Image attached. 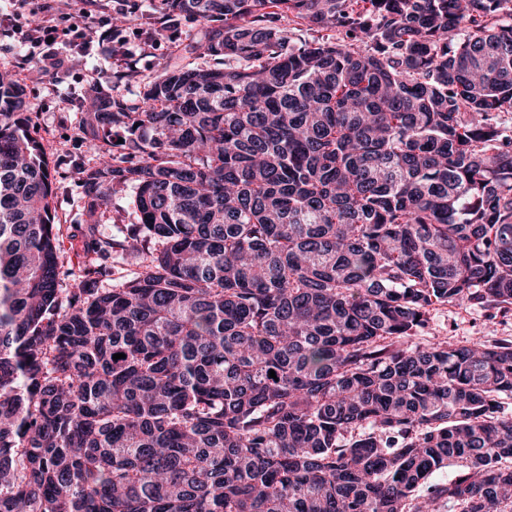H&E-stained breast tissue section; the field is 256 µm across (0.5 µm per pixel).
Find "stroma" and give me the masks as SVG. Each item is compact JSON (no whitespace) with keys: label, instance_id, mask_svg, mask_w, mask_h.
<instances>
[{"label":"stroma","instance_id":"1","mask_svg":"<svg viewBox=\"0 0 512 512\" xmlns=\"http://www.w3.org/2000/svg\"><path fill=\"white\" fill-rule=\"evenodd\" d=\"M157 2L128 0L130 10L124 35L133 53L125 63L107 68L101 80L103 88L115 86L125 96L136 97L140 91L139 84L118 78L123 67L129 66L148 74L170 56V40L150 44L144 36L143 23ZM13 42V37L0 34V72L9 73L24 84L30 130L43 144L53 167V205L61 245V276L68 283L74 275L79 274L86 261L80 235V225L84 221L85 189L78 168L93 165L97 160V152L81 138L78 107L67 105L60 98L49 95L42 87L44 78L34 65L16 67L10 50ZM437 336L461 344H489L504 338L512 339V311L503 313L466 304L439 305L430 311L425 328L414 336L413 341L417 344L425 343Z\"/></svg>","mask_w":512,"mask_h":512}]
</instances>
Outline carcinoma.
Segmentation results:
<instances>
[{
    "mask_svg": "<svg viewBox=\"0 0 512 512\" xmlns=\"http://www.w3.org/2000/svg\"><path fill=\"white\" fill-rule=\"evenodd\" d=\"M174 13L200 30L139 98L81 113L69 288L0 75V512H512V339L405 345L437 305H512V0ZM128 189L135 235L96 236ZM116 248L140 271L100 288Z\"/></svg>",
    "mask_w": 512,
    "mask_h": 512,
    "instance_id": "cac0c4a2",
    "label": "carcinoma"
}]
</instances>
